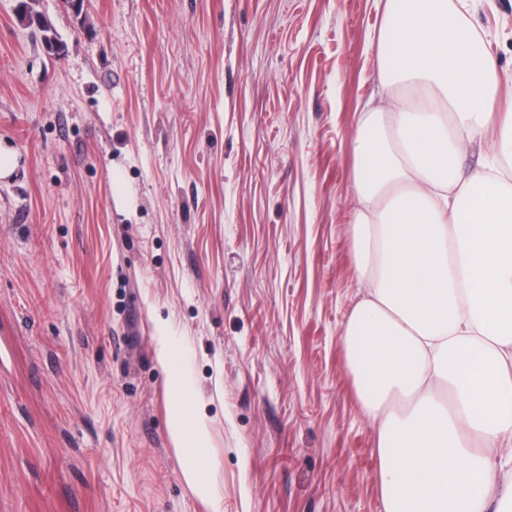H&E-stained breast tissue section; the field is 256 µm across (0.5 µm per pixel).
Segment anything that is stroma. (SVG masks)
I'll use <instances>...</instances> for the list:
<instances>
[{"label": "stroma", "mask_w": 512, "mask_h": 512, "mask_svg": "<svg viewBox=\"0 0 512 512\" xmlns=\"http://www.w3.org/2000/svg\"><path fill=\"white\" fill-rule=\"evenodd\" d=\"M64 44L49 55L20 3ZM0 0V512H382L342 336L386 0ZM512 104V0H473ZM166 331L183 358L163 362ZM171 388H179L181 392L179 403L170 408L168 421L182 477L200 501L211 505L212 512H221L214 487L204 475L209 466L206 419L194 412L193 399L187 387L182 386V382L174 381Z\"/></svg>", "instance_id": "1"}]
</instances>
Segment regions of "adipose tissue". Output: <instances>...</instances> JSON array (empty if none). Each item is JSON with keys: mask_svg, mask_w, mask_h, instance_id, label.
I'll return each instance as SVG.
<instances>
[{"mask_svg": "<svg viewBox=\"0 0 512 512\" xmlns=\"http://www.w3.org/2000/svg\"><path fill=\"white\" fill-rule=\"evenodd\" d=\"M470 4L387 0V94L358 127L349 234L367 288L343 342L383 512L512 506V113L493 118L500 76ZM496 124L506 135L460 177L463 145ZM168 421L185 483L221 512L189 393Z\"/></svg>", "mask_w": 512, "mask_h": 512, "instance_id": "1", "label": "adipose tissue"}]
</instances>
